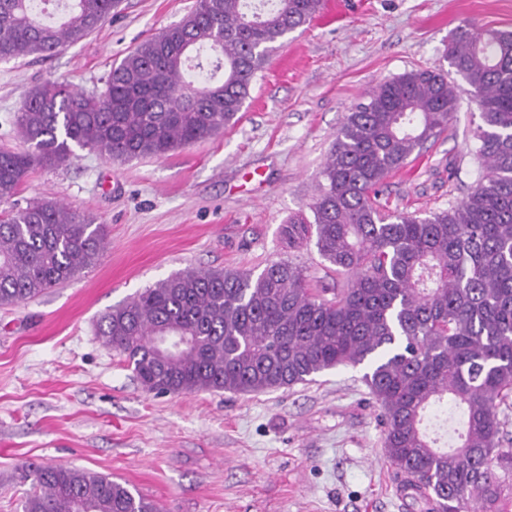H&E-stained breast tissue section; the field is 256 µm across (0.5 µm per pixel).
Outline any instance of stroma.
<instances>
[{
    "label": "stroma",
    "instance_id": "stroma-1",
    "mask_svg": "<svg viewBox=\"0 0 512 512\" xmlns=\"http://www.w3.org/2000/svg\"><path fill=\"white\" fill-rule=\"evenodd\" d=\"M195 4L121 0L82 42L0 61V148H22L14 116L35 88L104 90L114 65ZM321 13L278 44L223 134L126 162L81 149L29 174L18 206L62 201L104 225L108 246L71 281L0 308V512H21L17 475L32 462L118 477L164 512H424L384 457L361 368L253 395H158L98 334L112 306L189 267L256 274L289 260L311 287H344L314 244L288 249L281 228L308 212L346 112L382 80L447 68L459 26L512 30V0H323ZM478 121L461 99L380 202L423 214L461 201L478 173Z\"/></svg>",
    "mask_w": 512,
    "mask_h": 512
}]
</instances>
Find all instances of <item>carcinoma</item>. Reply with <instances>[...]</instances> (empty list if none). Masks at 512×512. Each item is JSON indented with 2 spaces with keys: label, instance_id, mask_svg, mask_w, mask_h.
<instances>
[{
  "label": "carcinoma",
  "instance_id": "obj_1",
  "mask_svg": "<svg viewBox=\"0 0 512 512\" xmlns=\"http://www.w3.org/2000/svg\"><path fill=\"white\" fill-rule=\"evenodd\" d=\"M322 0H197L85 94L65 81L35 90L15 116L26 148L0 150V203L32 170L75 148L109 161L162 157L238 121L275 44L308 24ZM119 0H0V61L77 44ZM454 72L411 69L374 87L337 131L311 205L283 227L288 249L315 241L346 276L332 298L304 269L261 273L187 268L112 307L99 332L150 392L252 394L292 387L341 366L380 410L382 447L403 489L428 512H509L512 438V31L459 28ZM222 77H217V73ZM479 108L481 169L460 202L425 217L379 202L383 180L447 128L459 94ZM104 227L51 200L0 212V307L29 301L95 265ZM462 410L449 450L424 428L431 410ZM22 512H160L110 475L28 464Z\"/></svg>",
  "mask_w": 512,
  "mask_h": 512
}]
</instances>
